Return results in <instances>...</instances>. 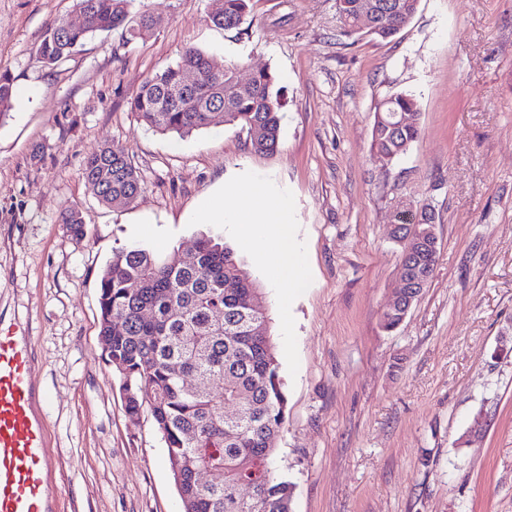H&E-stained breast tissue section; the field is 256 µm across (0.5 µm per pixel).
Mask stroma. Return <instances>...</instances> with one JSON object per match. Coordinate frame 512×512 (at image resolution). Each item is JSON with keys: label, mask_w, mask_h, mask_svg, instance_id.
Segmentation results:
<instances>
[{"label": "stroma", "mask_w": 512, "mask_h": 512, "mask_svg": "<svg viewBox=\"0 0 512 512\" xmlns=\"http://www.w3.org/2000/svg\"><path fill=\"white\" fill-rule=\"evenodd\" d=\"M160 25L128 43L95 35L66 61L36 50L73 0H0V73L32 96L0 120V316L32 337L39 411L57 468L55 512H181L150 411L129 419L99 338V278L115 250L156 253L222 236L261 284L288 398L275 462L292 512H512V0H420L387 41L339 33L336 0H252L239 27L213 0H134ZM193 46L218 65L275 72L279 146L255 151L222 123L181 136L129 102ZM399 93L421 135L371 155L375 112ZM124 148L145 190L102 204L83 178ZM288 200L304 287L251 246L192 218L221 185ZM431 206L440 250L402 324L381 327L402 248L393 209ZM76 207L84 233L59 221ZM430 458H423V450Z\"/></svg>", "instance_id": "35a3bbf8"}]
</instances>
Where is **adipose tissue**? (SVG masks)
I'll list each match as a JSON object with an SVG mask.
<instances>
[{
    "mask_svg": "<svg viewBox=\"0 0 512 512\" xmlns=\"http://www.w3.org/2000/svg\"><path fill=\"white\" fill-rule=\"evenodd\" d=\"M235 196L232 203L222 194L207 198L194 212V219L205 224L226 225L253 243L277 280L302 287L299 246L288 226L287 199L270 200L258 186L236 191Z\"/></svg>",
    "mask_w": 512,
    "mask_h": 512,
    "instance_id": "1",
    "label": "adipose tissue"
}]
</instances>
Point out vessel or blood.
I'll return each instance as SVG.
<instances>
[{
    "label": "vessel or blood",
    "mask_w": 512,
    "mask_h": 512,
    "mask_svg": "<svg viewBox=\"0 0 512 512\" xmlns=\"http://www.w3.org/2000/svg\"><path fill=\"white\" fill-rule=\"evenodd\" d=\"M32 363L29 336L0 321V512H54L44 494L54 463Z\"/></svg>",
    "instance_id": "obj_1"
}]
</instances>
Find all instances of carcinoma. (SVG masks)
I'll return each instance as SVG.
<instances>
[{"mask_svg": "<svg viewBox=\"0 0 512 512\" xmlns=\"http://www.w3.org/2000/svg\"><path fill=\"white\" fill-rule=\"evenodd\" d=\"M251 0H217L211 23L239 27ZM132 0H74L83 24L56 19L36 51L44 66L57 65L99 32L122 30L126 40L159 24L148 12L131 14ZM419 0H336L340 32L347 37L388 39L411 22ZM201 80L193 95L178 93L182 75ZM237 65L212 68L209 57L185 47L175 62L148 77L130 102L147 127L188 134L224 122L245 129L253 149L270 153L279 144L282 91L268 68L253 71L248 87L233 90ZM10 77L0 74V118L13 109ZM415 99L397 94L375 113L370 152L393 159L419 137ZM87 189L108 206H130L144 182L124 149L106 145L84 162ZM400 272L417 281L434 272L438 255L421 249L416 234L399 228ZM194 262L180 252L158 255L141 243L112 254L100 277L99 335L105 360L122 380L125 411L134 420L149 406L176 482L181 512H291L292 486L274 466L287 397L269 333L259 283L220 237L197 240ZM406 302L382 313L392 332L403 322ZM150 310L145 321L141 312ZM122 323L116 328V323ZM208 473L205 484L198 475ZM251 489L245 500L241 491Z\"/></svg>", "mask_w": 512, "mask_h": 512, "instance_id": "1", "label": "carcinoma"}]
</instances>
